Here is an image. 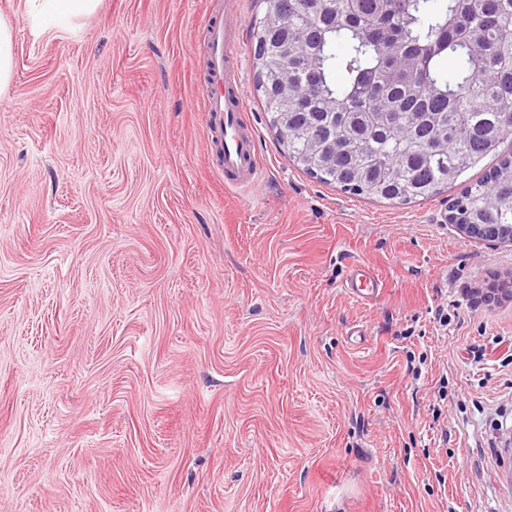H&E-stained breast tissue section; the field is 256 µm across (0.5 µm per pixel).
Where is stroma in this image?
Here are the masks:
<instances>
[{"label":"stroma","mask_w":512,"mask_h":512,"mask_svg":"<svg viewBox=\"0 0 512 512\" xmlns=\"http://www.w3.org/2000/svg\"><path fill=\"white\" fill-rule=\"evenodd\" d=\"M267 8L46 29L0 0V512H512V242L451 224L461 185L399 204L299 169L256 90ZM229 11L251 186L205 110ZM357 264L378 297L344 291ZM14 28L12 23L0 17V95L8 87L14 68Z\"/></svg>","instance_id":"1"}]
</instances>
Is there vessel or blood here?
<instances>
[{
    "instance_id": "b4317fda",
    "label": "vessel or blood",
    "mask_w": 512,
    "mask_h": 512,
    "mask_svg": "<svg viewBox=\"0 0 512 512\" xmlns=\"http://www.w3.org/2000/svg\"><path fill=\"white\" fill-rule=\"evenodd\" d=\"M237 27L238 19L232 15L215 16L207 22V110L223 137L224 180L231 185L253 182L259 170L254 135L241 121L244 102L234 67L224 57V45L233 39ZM344 288L360 298H373L379 295L382 282L374 272L358 265Z\"/></svg>"
}]
</instances>
